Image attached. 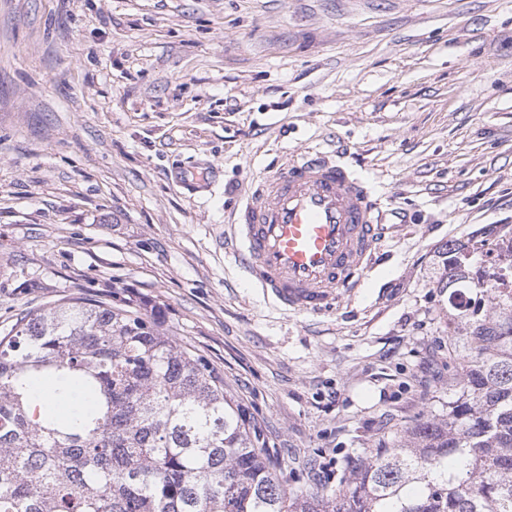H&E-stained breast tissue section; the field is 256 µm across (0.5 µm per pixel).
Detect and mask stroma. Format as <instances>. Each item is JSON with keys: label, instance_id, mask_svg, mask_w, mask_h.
Masks as SVG:
<instances>
[{"label": "stroma", "instance_id": "obj_1", "mask_svg": "<svg viewBox=\"0 0 512 512\" xmlns=\"http://www.w3.org/2000/svg\"><path fill=\"white\" fill-rule=\"evenodd\" d=\"M318 151L381 197L362 288L315 317L224 254ZM512 225V0H0V334L83 292L161 310L292 489L448 413L443 253Z\"/></svg>", "mask_w": 512, "mask_h": 512}]
</instances>
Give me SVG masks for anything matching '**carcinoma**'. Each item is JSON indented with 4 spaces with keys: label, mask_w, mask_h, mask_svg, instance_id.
I'll return each instance as SVG.
<instances>
[{
    "label": "carcinoma",
    "mask_w": 512,
    "mask_h": 512,
    "mask_svg": "<svg viewBox=\"0 0 512 512\" xmlns=\"http://www.w3.org/2000/svg\"><path fill=\"white\" fill-rule=\"evenodd\" d=\"M492 253L512 282L511 224L448 244L449 304ZM480 294L448 334V417L350 460L331 494L286 490L248 409L157 314L83 293L24 309L0 336V512H512V288ZM39 382L87 405L42 417Z\"/></svg>",
    "instance_id": "obj_1"
}]
</instances>
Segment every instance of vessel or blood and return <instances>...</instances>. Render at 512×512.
Wrapping results in <instances>:
<instances>
[{
    "label": "vessel or blood",
    "instance_id": "b4317fda",
    "mask_svg": "<svg viewBox=\"0 0 512 512\" xmlns=\"http://www.w3.org/2000/svg\"><path fill=\"white\" fill-rule=\"evenodd\" d=\"M378 205L355 172L307 154L281 166L238 210L224 248L278 307L324 315L371 267Z\"/></svg>",
    "mask_w": 512,
    "mask_h": 512
}]
</instances>
